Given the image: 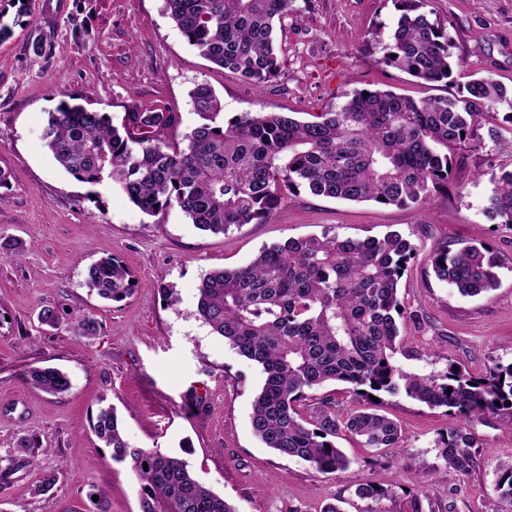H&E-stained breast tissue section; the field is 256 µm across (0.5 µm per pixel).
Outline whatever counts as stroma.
Returning a JSON list of instances; mask_svg holds the SVG:
<instances>
[{"label":"stroma","instance_id":"35a3bbf8","mask_svg":"<svg viewBox=\"0 0 512 512\" xmlns=\"http://www.w3.org/2000/svg\"><path fill=\"white\" fill-rule=\"evenodd\" d=\"M43 0H0L11 28L0 42V236L22 243L21 257L0 254V512H92V490L111 512H138V484L113 464L90 427L99 402L117 409L127 440L186 459L196 476L237 512H497L496 466L512 459V413L476 419L481 461L467 476L447 469L436 442L450 418L403 395L379 394L377 408L397 420L401 447L376 450L350 436L336 444L352 463L324 475L277 456L254 435L253 400L264 375L195 315L197 288L209 272L245 266L265 246L335 230L342 236H406L414 259L400 281V368L444 374L456 363L479 375L512 364V227L483 214L492 173L512 153L489 147L456 155L446 192L422 208L353 203L307 191L284 200L264 224L228 234L200 231L178 207L155 216L117 187L67 174L41 131L62 94L121 124L133 109L164 108L182 122L181 139L198 121L191 90L210 84L237 112L316 114L341 106L355 89L415 98L456 94V84L417 82L382 64L376 27H391L394 0H295L301 15L286 37L285 76L259 89L218 70L183 38L165 0H65L47 18ZM444 21L454 58L467 72L512 87V0H427ZM488 244L503 261L500 286L464 297L438 281L435 245ZM113 256L131 271L132 296L115 303L83 284L86 266ZM46 306L63 308L56 327L38 322ZM90 315L96 336L74 335ZM31 366L64 372L69 390L52 396L28 384ZM34 449L22 450L24 440ZM56 482L44 493V474ZM384 487L380 501L361 499L359 484Z\"/></svg>","mask_w":512,"mask_h":512}]
</instances>
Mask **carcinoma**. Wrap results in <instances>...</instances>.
Returning a JSON list of instances; mask_svg holds the SVG:
<instances>
[{"mask_svg": "<svg viewBox=\"0 0 512 512\" xmlns=\"http://www.w3.org/2000/svg\"><path fill=\"white\" fill-rule=\"evenodd\" d=\"M165 2L188 44L218 68L258 88L281 80L275 26L296 13L292 0ZM394 2L401 5L400 15L382 62L421 81L448 82L462 63L452 59L445 24L422 12L425 0ZM190 97L202 123L180 142L167 137L181 123L176 112H127L118 127L107 113L64 99L48 112L42 139L76 180L109 179L147 215L176 205L198 229L224 234L233 226L267 221L288 195L302 189L346 201L423 207L448 187L455 151L482 149L488 141L496 148L504 144L503 132L512 135V90L491 77L472 79L451 97L355 89L342 106L307 121L290 112H238L219 122L224 104L209 84L196 85ZM503 104L511 111L483 127L481 118ZM490 183L484 214L512 226V169L500 168ZM413 257L414 247L398 232L360 239L328 230L265 247L248 265L203 278L196 315L264 374L251 425L266 447L308 462L321 474L350 465L336 446L342 430L367 448L400 447L398 423L372 408L343 417L323 396L310 416L303 415L301 402L312 391L340 382L356 398L403 394L464 419L448 426L437 446L447 468L471 473L478 440L467 420L512 411V365H495L479 377L452 364L437 377L399 368V271ZM429 261L436 279L463 296L487 294L499 285V259L486 245H439ZM130 280L131 272L113 257L85 271L87 288L112 302L132 294ZM97 330L88 315L73 325L77 336ZM25 380L51 395L70 387L53 367L32 366ZM91 422L111 449L112 463L133 471L139 512H236L185 460L131 445L112 405L99 404ZM496 472L499 512H512V462L498 463Z\"/></svg>", "mask_w": 512, "mask_h": 512, "instance_id": "1", "label": "carcinoma"}]
</instances>
